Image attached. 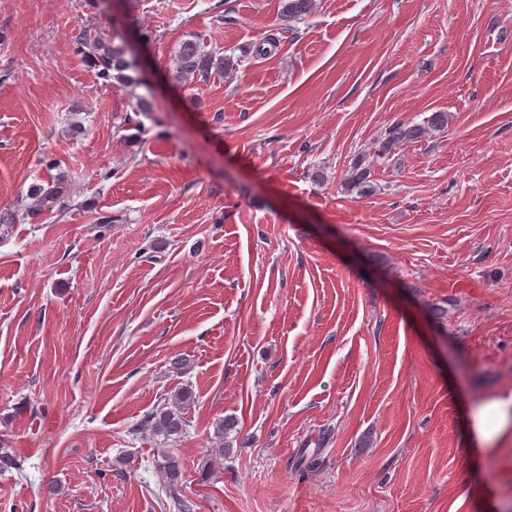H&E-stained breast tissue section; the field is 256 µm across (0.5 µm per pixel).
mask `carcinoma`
Segmentation results:
<instances>
[{
    "instance_id": "obj_1",
    "label": "carcinoma",
    "mask_w": 512,
    "mask_h": 512,
    "mask_svg": "<svg viewBox=\"0 0 512 512\" xmlns=\"http://www.w3.org/2000/svg\"><path fill=\"white\" fill-rule=\"evenodd\" d=\"M317 8L316 0H282L281 15L288 20L303 19L312 15ZM76 52L90 67L98 70L106 80H115L129 86L134 82L131 73L138 71L139 64L133 58L126 41L118 36L106 38L96 31L82 29L75 38ZM176 77L188 83H207L212 73L230 74L236 69L233 57L220 52L207 51L195 39L183 41L175 55ZM448 127V113L433 112L421 124H396L386 131L384 137L372 148V160L364 164L363 158H357L350 167L349 187L361 193L371 188L372 168L390 160L395 150L407 143L441 132ZM31 196L35 200L33 211L42 212L51 209L57 203V191L49 188L34 187ZM197 402V395L190 386L176 390L170 399L153 408L145 417L144 428L160 439L163 449L158 461L159 471L168 491L172 507L176 512H190L192 504L182 495L184 484V463L171 446L186 433L188 420L186 414ZM238 421L231 417L217 419L214 426V439L217 447L209 450V457L224 459V448L228 447L226 438L237 431ZM20 469V461L7 444L0 440V473Z\"/></svg>"
}]
</instances>
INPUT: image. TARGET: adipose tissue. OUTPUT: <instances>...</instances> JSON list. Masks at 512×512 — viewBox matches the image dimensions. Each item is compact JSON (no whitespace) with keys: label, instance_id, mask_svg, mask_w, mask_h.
Masks as SVG:
<instances>
[{"label":"adipose tissue","instance_id":"adipose-tissue-1","mask_svg":"<svg viewBox=\"0 0 512 512\" xmlns=\"http://www.w3.org/2000/svg\"><path fill=\"white\" fill-rule=\"evenodd\" d=\"M472 458L497 453L512 445V389L483 396L464 416Z\"/></svg>","mask_w":512,"mask_h":512}]
</instances>
